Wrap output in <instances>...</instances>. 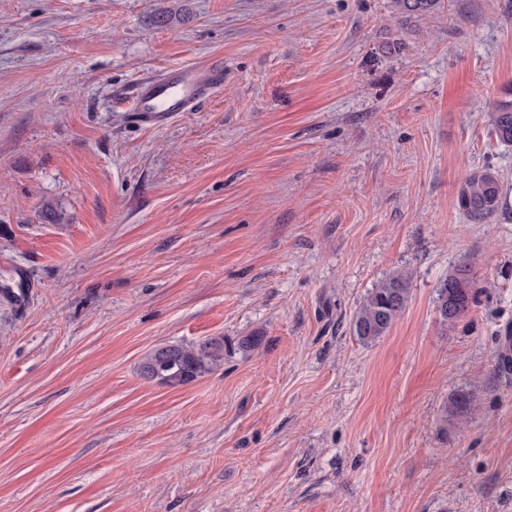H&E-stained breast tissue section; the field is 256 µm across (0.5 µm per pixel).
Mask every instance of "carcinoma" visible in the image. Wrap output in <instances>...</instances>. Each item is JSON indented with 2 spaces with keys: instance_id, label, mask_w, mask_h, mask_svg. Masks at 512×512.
Returning a JSON list of instances; mask_svg holds the SVG:
<instances>
[{
  "instance_id": "1",
  "label": "carcinoma",
  "mask_w": 512,
  "mask_h": 512,
  "mask_svg": "<svg viewBox=\"0 0 512 512\" xmlns=\"http://www.w3.org/2000/svg\"><path fill=\"white\" fill-rule=\"evenodd\" d=\"M392 19L400 33L415 30L424 20L445 9V0H390ZM489 126L495 139L512 145V88L488 109ZM502 188L496 170L486 167L463 176L457 196L459 209L473 224H484L501 208ZM412 274L399 271L372 289L355 313L352 330L358 340L371 344L382 338L403 314L410 295ZM476 300L474 280L467 265L448 272L436 298V311L445 324L461 320ZM262 337L207 336L194 343L171 346L170 356L160 361L153 353L142 360L140 370L150 367L154 380L169 386H183L209 376L224 366V360L260 346ZM475 401V393L460 390L454 394L447 412L462 417Z\"/></svg>"
}]
</instances>
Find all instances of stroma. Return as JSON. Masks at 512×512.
<instances>
[{
	"label": "stroma",
	"instance_id": "obj_1",
	"mask_svg": "<svg viewBox=\"0 0 512 512\" xmlns=\"http://www.w3.org/2000/svg\"><path fill=\"white\" fill-rule=\"evenodd\" d=\"M0 0V512H512V0ZM224 89L161 124L164 70ZM494 167L503 207H457ZM469 265L476 304L435 300ZM412 274L379 341L352 318ZM261 335L172 388L162 344ZM476 401L447 417L459 390ZM397 33L417 30L420 23L445 9V0H390ZM223 87L224 62L221 60L168 69L141 84L134 97V110L148 120H160L177 112H193ZM489 126L495 139L504 145H512V88L488 109ZM502 188L496 170L486 167L466 174L461 180L457 196L459 209L473 224H484L501 208ZM474 285L467 265H458L448 272L436 298V311L444 324L453 325L470 311L476 300Z\"/></svg>",
	"mask_w": 512,
	"mask_h": 512
}]
</instances>
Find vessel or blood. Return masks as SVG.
I'll return each mask as SVG.
<instances>
[{
  "label": "vessel or blood",
  "instance_id": "vessel-or-blood-1",
  "mask_svg": "<svg viewBox=\"0 0 512 512\" xmlns=\"http://www.w3.org/2000/svg\"><path fill=\"white\" fill-rule=\"evenodd\" d=\"M224 86V64L219 60L172 68L141 84L134 109L149 120L177 112H191Z\"/></svg>",
  "mask_w": 512,
  "mask_h": 512
}]
</instances>
